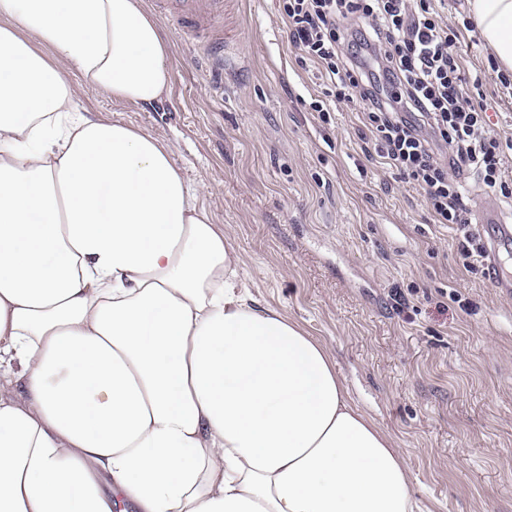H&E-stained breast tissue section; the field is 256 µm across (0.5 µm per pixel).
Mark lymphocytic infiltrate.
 Wrapping results in <instances>:
<instances>
[{
    "instance_id": "f902f5d3",
    "label": "lymphocytic infiltrate",
    "mask_w": 512,
    "mask_h": 512,
    "mask_svg": "<svg viewBox=\"0 0 512 512\" xmlns=\"http://www.w3.org/2000/svg\"><path fill=\"white\" fill-rule=\"evenodd\" d=\"M281 2L290 45L328 85L311 110L325 121L337 104L362 106L371 153L422 191L436 223L457 226L467 267L480 266L485 248L460 176L510 200L512 185L487 109L469 96L457 31L431 0Z\"/></svg>"
}]
</instances>
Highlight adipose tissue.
I'll return each mask as SVG.
<instances>
[{"instance_id":"ef3b65f1","label":"adipose tissue","mask_w":512,"mask_h":512,"mask_svg":"<svg viewBox=\"0 0 512 512\" xmlns=\"http://www.w3.org/2000/svg\"><path fill=\"white\" fill-rule=\"evenodd\" d=\"M470 8L512 72V0ZM168 56L142 0H0V512H421L171 145L79 106L164 100Z\"/></svg>"}]
</instances>
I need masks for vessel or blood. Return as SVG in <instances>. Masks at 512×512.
<instances>
[{
    "mask_svg": "<svg viewBox=\"0 0 512 512\" xmlns=\"http://www.w3.org/2000/svg\"><path fill=\"white\" fill-rule=\"evenodd\" d=\"M232 0H157V5L174 15L190 37L209 33L206 50L216 62H224L228 50L229 35L219 28L229 11ZM481 222L490 229L487 255L490 261H498L500 249L512 248V224L506 223L491 202H484Z\"/></svg>",
    "mask_w": 512,
    "mask_h": 512,
    "instance_id": "vessel-or-blood-1",
    "label": "vessel or blood"
}]
</instances>
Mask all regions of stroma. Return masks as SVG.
<instances>
[{"label": "stroma", "instance_id": "stroma-1", "mask_svg": "<svg viewBox=\"0 0 512 512\" xmlns=\"http://www.w3.org/2000/svg\"><path fill=\"white\" fill-rule=\"evenodd\" d=\"M236 67L215 69L173 21L170 94L86 106L168 141L233 237L260 304L332 353L358 406L392 438L422 512H512V297L465 270L452 224L381 159L367 158L363 113L311 111L325 86L288 42L279 0H238ZM459 34L512 180V88L469 0H432Z\"/></svg>", "mask_w": 512, "mask_h": 512}]
</instances>
